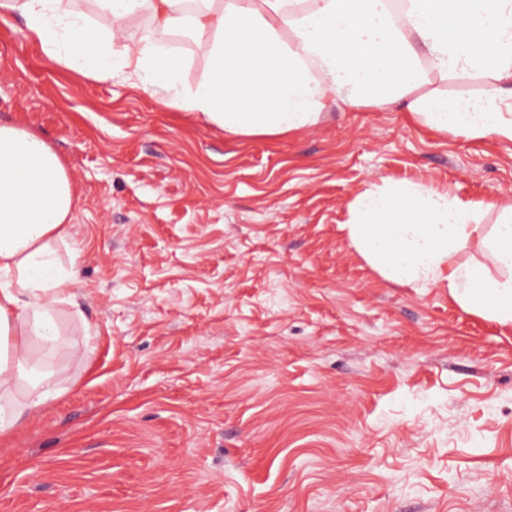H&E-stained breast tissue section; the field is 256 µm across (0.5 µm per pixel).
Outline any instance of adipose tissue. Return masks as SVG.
Wrapping results in <instances>:
<instances>
[{
  "instance_id": "adipose-tissue-1",
  "label": "adipose tissue",
  "mask_w": 512,
  "mask_h": 512,
  "mask_svg": "<svg viewBox=\"0 0 512 512\" xmlns=\"http://www.w3.org/2000/svg\"><path fill=\"white\" fill-rule=\"evenodd\" d=\"M93 0L111 22L68 0H0L20 13L47 57L100 81L121 75L163 91L168 106L235 136L282 135L317 125L330 107L397 106L439 133L512 140V0ZM146 17L121 54L128 20ZM188 33L208 67L191 87L165 36ZM474 78L480 95L452 98L448 81ZM77 195L65 163L37 133L0 124V389L26 363L24 337L55 341L56 308L73 300L77 251L61 259ZM349 240L387 280L447 282L464 310L512 323V201L485 240L501 270L453 262L480 230L478 208L448 190L409 180L359 193Z\"/></svg>"
}]
</instances>
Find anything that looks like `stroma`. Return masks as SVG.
<instances>
[{"mask_svg":"<svg viewBox=\"0 0 512 512\" xmlns=\"http://www.w3.org/2000/svg\"><path fill=\"white\" fill-rule=\"evenodd\" d=\"M79 198L73 304L0 438V512H512V323L387 281L347 205L412 180L512 201V141L397 109L231 136L123 77L52 62L0 17V122ZM55 393V389L49 387L45 379H41L31 389L27 400L19 408L5 411L0 406V436L11 433L21 422L26 411L34 410L43 405L46 400Z\"/></svg>","mask_w":512,"mask_h":512,"instance_id":"1","label":"stroma"}]
</instances>
